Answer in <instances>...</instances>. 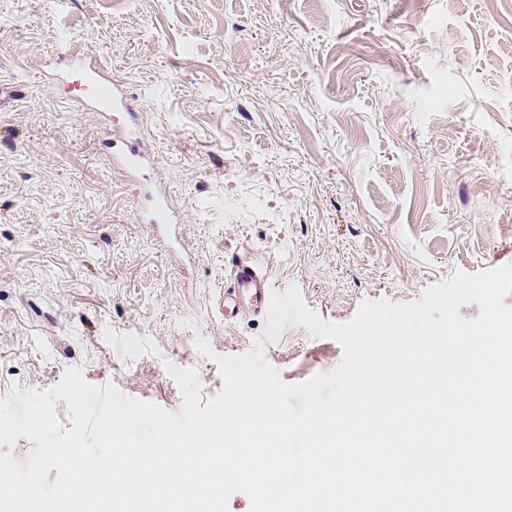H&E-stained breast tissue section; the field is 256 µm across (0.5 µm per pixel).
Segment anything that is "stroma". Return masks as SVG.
I'll return each mask as SVG.
<instances>
[{
    "label": "stroma",
    "instance_id": "1",
    "mask_svg": "<svg viewBox=\"0 0 512 512\" xmlns=\"http://www.w3.org/2000/svg\"><path fill=\"white\" fill-rule=\"evenodd\" d=\"M90 52L140 111L153 170L109 166V130L42 73ZM0 399L66 368L179 412L163 363L223 387L265 317L221 318L233 264L297 285L322 319L512 264V0H0ZM178 242L137 219L147 192ZM151 341L120 357L106 331ZM283 381L334 340L266 343Z\"/></svg>",
    "mask_w": 512,
    "mask_h": 512
}]
</instances>
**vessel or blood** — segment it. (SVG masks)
I'll list each match as a JSON object with an SVG mask.
<instances>
[{"label": "vessel or blood", "mask_w": 512, "mask_h": 512, "mask_svg": "<svg viewBox=\"0 0 512 512\" xmlns=\"http://www.w3.org/2000/svg\"><path fill=\"white\" fill-rule=\"evenodd\" d=\"M66 78L74 79L80 98L102 112L106 120L115 121L117 131L110 142L112 163L123 168L132 178H140L148 161L135 128L136 104L110 68L93 63L86 54L71 55ZM271 284L268 273L249 261L237 262L217 298V309L232 318L243 312L262 313L267 308Z\"/></svg>", "instance_id": "1"}]
</instances>
